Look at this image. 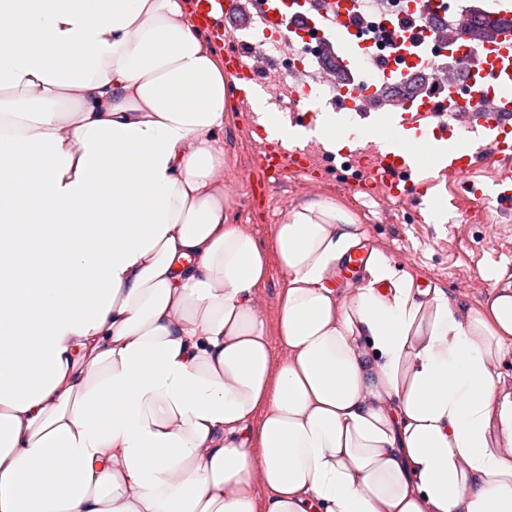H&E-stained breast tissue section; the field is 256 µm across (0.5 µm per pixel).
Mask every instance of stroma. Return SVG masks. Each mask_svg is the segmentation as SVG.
Returning a JSON list of instances; mask_svg holds the SVG:
<instances>
[{
    "mask_svg": "<svg viewBox=\"0 0 512 512\" xmlns=\"http://www.w3.org/2000/svg\"><path fill=\"white\" fill-rule=\"evenodd\" d=\"M282 70L276 61L261 75L259 95L266 111L296 121L303 105L294 101L292 84L278 81ZM256 123V112L237 102L224 114L219 135L224 145V194L232 222L267 245L275 224L306 202L299 186L309 175L292 167L282 179L265 176L255 165L263 150ZM500 167L497 158L487 156L466 178L433 172L421 201L386 200L380 183H373L365 192L346 185L354 175L370 173L372 160L365 154L359 163L323 175L325 188L320 197L350 211L362 226L366 249L385 254L399 273L410 275L420 286L447 289L466 308L478 310L499 282H512V212L501 211L492 197L477 201L467 183L472 180L492 187ZM284 286L283 271L277 262H270L268 277L256 290V301L278 359L286 355L276 329L278 299Z\"/></svg>",
    "mask_w": 512,
    "mask_h": 512,
    "instance_id": "1",
    "label": "stroma"
}]
</instances>
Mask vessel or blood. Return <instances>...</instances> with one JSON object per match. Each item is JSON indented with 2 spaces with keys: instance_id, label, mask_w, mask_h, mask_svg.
Segmentation results:
<instances>
[{
  "instance_id": "b4317fda",
  "label": "vessel or blood",
  "mask_w": 512,
  "mask_h": 512,
  "mask_svg": "<svg viewBox=\"0 0 512 512\" xmlns=\"http://www.w3.org/2000/svg\"><path fill=\"white\" fill-rule=\"evenodd\" d=\"M236 0H186L190 21L205 33L213 47L224 43V15L232 11ZM320 16L328 38L350 43L354 34V13L347 0H323ZM261 14L266 22L281 33L300 34L313 27L308 11L292 10L288 0H262ZM424 0H410L403 19L405 42L417 40L414 26L427 18ZM251 59L237 52L226 56L227 76L241 80L238 97L243 106H250L252 92L260 82L250 73ZM465 93L447 84L433 83L423 96L411 97L400 111L387 115L376 111L364 112L367 121L365 135L385 142L383 151L376 154L371 178H360L356 190H367L371 180L381 181L397 198L418 199L426 192V181L414 180L416 170L436 165L466 173L471 171L480 154L508 158L512 156V25L503 24L491 38L475 49L473 61L464 73ZM492 129V137L479 146L463 144L461 129L464 121ZM264 168L284 171L290 165H311L304 152L284 154L278 141H270L269 149L259 157Z\"/></svg>"
}]
</instances>
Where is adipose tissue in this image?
Masks as SVG:
<instances>
[{"label": "adipose tissue", "mask_w": 512, "mask_h": 512, "mask_svg": "<svg viewBox=\"0 0 512 512\" xmlns=\"http://www.w3.org/2000/svg\"><path fill=\"white\" fill-rule=\"evenodd\" d=\"M0 512H512V283L462 314L328 201L234 224L184 0H0ZM286 276L275 361L255 292Z\"/></svg>", "instance_id": "obj_1"}]
</instances>
